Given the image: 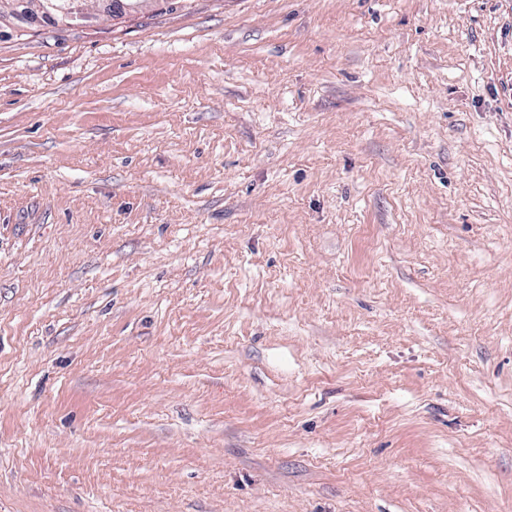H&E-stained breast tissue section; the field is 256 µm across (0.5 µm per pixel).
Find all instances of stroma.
Returning a JSON list of instances; mask_svg holds the SVG:
<instances>
[{
  "mask_svg": "<svg viewBox=\"0 0 512 512\" xmlns=\"http://www.w3.org/2000/svg\"><path fill=\"white\" fill-rule=\"evenodd\" d=\"M0 0V512H512V0ZM34 1H44L40 6H37L35 9H30L28 6V1L21 0L17 1L22 6H26V8L22 9L18 16L22 17L24 20L29 23L34 22H43L49 23L50 21L56 20L57 17H61L65 20H73V21H85L89 18L87 12L85 11V2L86 0H66L64 1V6L58 5L57 1H46V0H34ZM70 21L68 23H61L68 25L72 23Z\"/></svg>",
  "mask_w": 512,
  "mask_h": 512,
  "instance_id": "stroma-1",
  "label": "stroma"
}]
</instances>
